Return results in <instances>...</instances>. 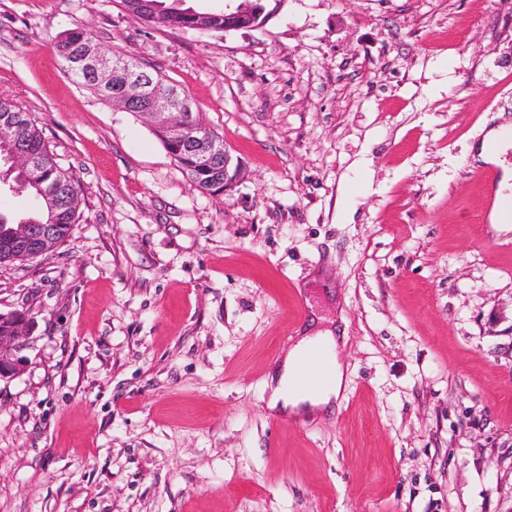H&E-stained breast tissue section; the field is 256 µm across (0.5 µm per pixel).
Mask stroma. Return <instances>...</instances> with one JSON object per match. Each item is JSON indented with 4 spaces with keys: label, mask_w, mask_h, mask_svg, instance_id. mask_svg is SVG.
<instances>
[{
    "label": "stroma",
    "mask_w": 512,
    "mask_h": 512,
    "mask_svg": "<svg viewBox=\"0 0 512 512\" xmlns=\"http://www.w3.org/2000/svg\"><path fill=\"white\" fill-rule=\"evenodd\" d=\"M76 27L192 100L232 191L72 80ZM0 96L83 190L66 243L0 269L34 323L0 512H512V224L468 152L512 125V0H282L245 35L0 0ZM298 301L348 384L277 418Z\"/></svg>",
    "instance_id": "35a3bbf8"
}]
</instances>
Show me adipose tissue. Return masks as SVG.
<instances>
[{"mask_svg": "<svg viewBox=\"0 0 512 512\" xmlns=\"http://www.w3.org/2000/svg\"><path fill=\"white\" fill-rule=\"evenodd\" d=\"M512 148L504 128H493L486 132L476 150L481 162L501 167V178L494 188L495 200L512 197V169L505 167L503 155ZM335 346L332 332L325 331L304 336L293 345L283 358L279 377L269 401L270 409L294 417H311L327 408L344 388L346 376L342 364H335L332 374L321 380L314 388L303 390L292 384L295 370L305 352L317 345Z\"/></svg>", "mask_w": 512, "mask_h": 512, "instance_id": "ef3b65f1", "label": "adipose tissue"}]
</instances>
